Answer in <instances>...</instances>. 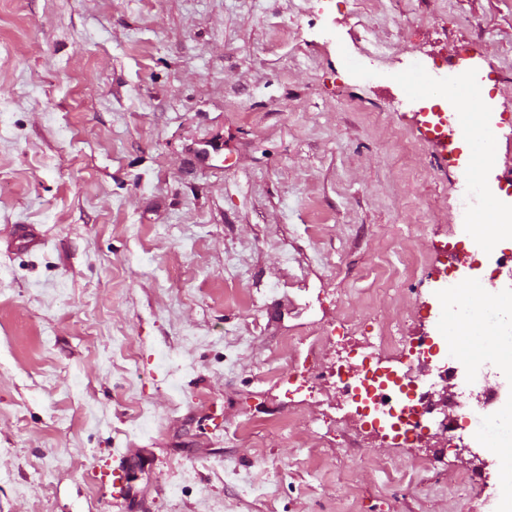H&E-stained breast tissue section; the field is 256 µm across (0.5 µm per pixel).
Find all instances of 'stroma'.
<instances>
[{"label":"stroma","mask_w":512,"mask_h":512,"mask_svg":"<svg viewBox=\"0 0 512 512\" xmlns=\"http://www.w3.org/2000/svg\"><path fill=\"white\" fill-rule=\"evenodd\" d=\"M463 47L512 166V0H0V512H114L122 455L127 512H503L507 453L374 432L325 375L377 325L448 357L470 153L388 75ZM12 245L18 250L31 252L42 248L44 239L34 230L32 224H17ZM133 461L127 455L119 458L117 464L109 465V468H101L96 471L100 484L108 488L112 508L122 511L131 496V484L129 474L133 469Z\"/></svg>","instance_id":"35a3bbf8"}]
</instances>
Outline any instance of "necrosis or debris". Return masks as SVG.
Wrapping results in <instances>:
<instances>
[{
    "label": "necrosis or debris",
    "mask_w": 512,
    "mask_h": 512,
    "mask_svg": "<svg viewBox=\"0 0 512 512\" xmlns=\"http://www.w3.org/2000/svg\"><path fill=\"white\" fill-rule=\"evenodd\" d=\"M486 202V187L475 183L469 198L456 206L452 234L461 243H481L496 272L511 271L512 254L499 250L498 242L512 234V225L496 221L486 226L473 221L476 214L484 211ZM446 296L449 313L457 315L459 321L472 322L484 329L494 326L500 335H512V302L508 299L491 307L487 304V292L481 291L465 302L453 287L448 288ZM426 349L425 337L395 336L381 326L376 335L366 337L364 344L354 349L353 362L336 363L331 373L347 402L359 409L369 408L373 419L389 425L404 442H417L424 429L432 426L448 442L462 441L464 432L469 431L481 435L488 443H512V409L502 406L498 390L486 384L491 367L497 363L495 352L474 356L460 346L450 354L448 363L436 368ZM385 355L397 356L402 366L396 379L385 380L379 374V361ZM462 363L471 367L483 386L478 404H470L457 392L440 398L433 389L437 381L453 384Z\"/></svg>",
    "instance_id": "4bbe7bcc"
}]
</instances>
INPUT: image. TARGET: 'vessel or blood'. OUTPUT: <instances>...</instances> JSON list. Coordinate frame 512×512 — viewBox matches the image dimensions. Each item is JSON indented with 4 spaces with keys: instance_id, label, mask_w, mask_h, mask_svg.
Instances as JSON below:
<instances>
[{
    "instance_id": "b4317fda",
    "label": "vessel or blood",
    "mask_w": 512,
    "mask_h": 512,
    "mask_svg": "<svg viewBox=\"0 0 512 512\" xmlns=\"http://www.w3.org/2000/svg\"><path fill=\"white\" fill-rule=\"evenodd\" d=\"M392 80L399 88L415 94H423L431 89L429 75L419 69L394 74ZM440 94L455 117L454 134L456 138L468 142L471 146V172L481 173L494 160L493 145L496 137L490 127L476 123L470 113L463 110L464 105L477 98V89L472 86H463L459 81L451 79L441 86ZM43 244V237L35 231L33 225H16L12 241L14 248L31 252L39 250ZM132 469L131 458L124 455L120 457L117 464L99 469L97 472L100 484L107 488L110 501L118 512H124L126 503L131 496L129 474Z\"/></svg>"
}]
</instances>
